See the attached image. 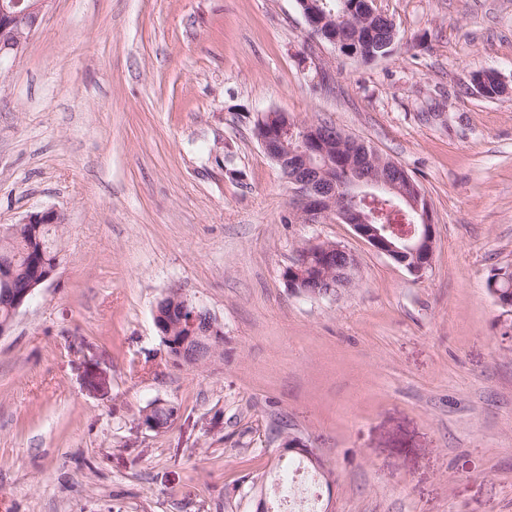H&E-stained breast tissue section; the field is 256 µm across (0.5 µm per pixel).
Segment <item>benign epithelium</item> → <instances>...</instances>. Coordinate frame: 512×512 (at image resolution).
<instances>
[{
    "instance_id": "7a95c632",
    "label": "benign epithelium",
    "mask_w": 512,
    "mask_h": 512,
    "mask_svg": "<svg viewBox=\"0 0 512 512\" xmlns=\"http://www.w3.org/2000/svg\"><path fill=\"white\" fill-rule=\"evenodd\" d=\"M53 0H0V60L21 58L28 41L41 25ZM321 0H297L308 29L313 36L330 43L343 53L354 55L359 43L376 34L375 17L369 0L362 4L349 24L338 26L336 19L323 12ZM277 122L264 129L260 145L275 162L289 160L288 184L297 195L298 222L316 224L332 219L349 224L355 233L377 251L389 256L415 276L422 275L431 264L435 228L431 209L398 163L370 150L357 139L334 131H316L310 123H298L286 112H277ZM341 161L347 181L334 177L336 161ZM355 200L383 195H398L418 214L420 224L399 233L387 224H374L372 217L358 208L339 205L342 196ZM62 215L49 208L27 214L23 224H57ZM314 251L327 253L325 280L335 275V268L344 271L357 268L355 255L335 243H310ZM57 271L52 267L37 272L32 284L13 297L12 311L19 310L30 300L35 290L50 282Z\"/></svg>"
}]
</instances>
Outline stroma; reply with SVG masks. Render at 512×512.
<instances>
[{
	"label": "stroma",
	"instance_id": "stroma-1",
	"mask_svg": "<svg viewBox=\"0 0 512 512\" xmlns=\"http://www.w3.org/2000/svg\"><path fill=\"white\" fill-rule=\"evenodd\" d=\"M370 63L310 37L297 0H54L0 62V225L53 208L60 265L0 337V512H257L286 437L324 461L319 512H512V0H376ZM495 72L504 95L467 88ZM271 110L326 121L428 199L423 276L298 202L261 149ZM357 258L293 293L297 249ZM179 288L223 359L176 364L153 310ZM176 409L151 430V400ZM308 248L328 254L326 257V266L329 270L322 274V277L326 281H330V278L335 275V268H341L343 271H348L350 268L355 270L357 268L355 255L341 245L335 243H309ZM334 259H336L338 265H335Z\"/></svg>",
	"mask_w": 512,
	"mask_h": 512
}]
</instances>
